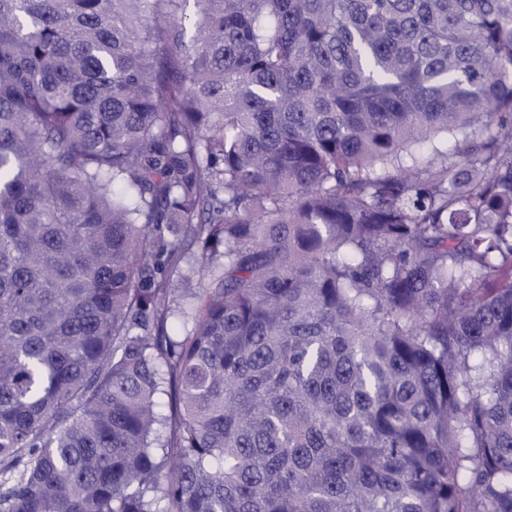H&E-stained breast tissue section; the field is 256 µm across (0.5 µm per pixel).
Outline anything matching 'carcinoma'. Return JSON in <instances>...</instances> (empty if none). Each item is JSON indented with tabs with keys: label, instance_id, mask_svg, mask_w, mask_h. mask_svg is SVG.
Returning a JSON list of instances; mask_svg holds the SVG:
<instances>
[{
	"label": "carcinoma",
	"instance_id": "obj_1",
	"mask_svg": "<svg viewBox=\"0 0 512 512\" xmlns=\"http://www.w3.org/2000/svg\"><path fill=\"white\" fill-rule=\"evenodd\" d=\"M0 512H512V0H0Z\"/></svg>",
	"mask_w": 512,
	"mask_h": 512
}]
</instances>
